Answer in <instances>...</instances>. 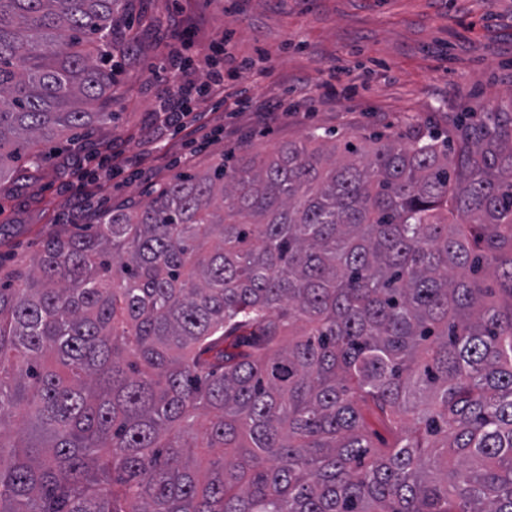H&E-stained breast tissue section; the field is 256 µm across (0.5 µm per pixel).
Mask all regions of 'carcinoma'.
Returning a JSON list of instances; mask_svg holds the SVG:
<instances>
[{
	"instance_id": "1",
	"label": "carcinoma",
	"mask_w": 512,
	"mask_h": 512,
	"mask_svg": "<svg viewBox=\"0 0 512 512\" xmlns=\"http://www.w3.org/2000/svg\"><path fill=\"white\" fill-rule=\"evenodd\" d=\"M129 2L0 0V179L112 117ZM10 278L0 512H512L511 112L175 174Z\"/></svg>"
}]
</instances>
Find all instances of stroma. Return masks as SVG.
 Returning <instances> with one entry per match:
<instances>
[{
  "label": "stroma",
  "instance_id": "stroma-1",
  "mask_svg": "<svg viewBox=\"0 0 512 512\" xmlns=\"http://www.w3.org/2000/svg\"><path fill=\"white\" fill-rule=\"evenodd\" d=\"M114 26L112 117L76 143L48 144L33 177L0 185V268L29 266L49 230L144 201L150 183L181 171L184 137L154 131L148 116L165 90L207 83L210 46L224 37L252 65L198 104L200 172L313 133L426 124L447 136L457 113L512 112V0H133ZM187 29L195 65L182 72L170 52ZM274 103L290 113L265 123L259 109ZM108 149L121 170L112 179L90 159Z\"/></svg>",
  "mask_w": 512,
  "mask_h": 512
}]
</instances>
